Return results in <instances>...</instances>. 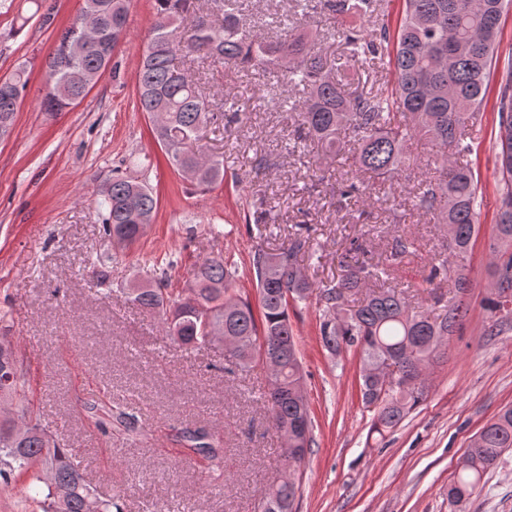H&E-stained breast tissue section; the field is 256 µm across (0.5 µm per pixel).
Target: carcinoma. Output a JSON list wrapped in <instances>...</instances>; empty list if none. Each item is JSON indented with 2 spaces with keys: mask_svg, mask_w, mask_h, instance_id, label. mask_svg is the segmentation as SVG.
Instances as JSON below:
<instances>
[{
  "mask_svg": "<svg viewBox=\"0 0 512 512\" xmlns=\"http://www.w3.org/2000/svg\"><path fill=\"white\" fill-rule=\"evenodd\" d=\"M197 0H156L151 37L138 65L139 111L153 126L154 137L169 163L180 174L192 171L190 185L209 192L224 183V160L207 153L201 132L219 120L224 129L244 119L238 103L217 114L202 88L187 74L180 60L194 56L228 68L284 72L285 97L279 106L297 114L304 133L326 152L339 156L355 145L360 179L390 176L410 166L407 142L424 138L446 150L440 174L419 183L409 198L411 209L451 230L448 254L432 259L423 278L429 286L448 284V296L436 297L441 312L413 307L387 283L390 265L357 258L360 246L339 255L336 279L317 283L308 278L299 259L311 253L306 225L300 224L288 246L258 249L252 268L260 315L236 294V271L224 257L195 261L189 272L188 294L168 291V269H159L153 284L131 289L133 304L158 318L173 344L185 351L212 342H227L228 358L247 367L255 359L277 362L275 384L266 393L267 406L282 439L283 456L302 463L312 444L313 421L304 390L303 374L289 310L315 292L322 306L320 336L331 353L353 347L360 368V393L372 409L370 430L381 436L396 428L427 397L428 389L412 381L390 387L380 372L394 368L415 376L427 372L460 328L467 308L461 298L470 286L466 257L479 233L482 196L478 177L466 161L472 153V127L488 94L492 61L497 50L502 15L508 0H402L395 29L380 25L364 36L356 20L371 17L379 0H325L355 63L388 59L392 81L377 93L349 92L331 77L314 45L298 32L278 42L250 39L240 32L236 0H213L215 9L202 12ZM130 0H84L94 18L91 34L70 25L48 53L47 79L57 89L40 101L44 112H57L80 101L94 79L109 69L112 57L129 35ZM29 78L24 67L0 79V137L5 136L23 100ZM307 91L296 103L288 88ZM498 133L496 167L500 198L489 244L492 276L486 309L494 318L504 313L503 292L512 290V61L507 63L496 98ZM103 252L91 274L100 286H112V246L137 242L158 208V197L145 180L119 171L100 188ZM25 358L18 345L0 336V405L9 403L28 419L16 432L15 418L0 411V479L29 477L28 499L42 512H123L116 496L103 497L85 476L75 449L63 446L38 422L25 394ZM188 454L206 462L214 481L224 477V439L215 431L182 428L177 432ZM512 451V405L498 411L476 434L460 458L448 484V504L464 512L466 503L483 488L482 480L502 456ZM299 483L288 477L271 485L259 512H295Z\"/></svg>",
  "mask_w": 512,
  "mask_h": 512,
  "instance_id": "obj_1",
  "label": "carcinoma"
}]
</instances>
